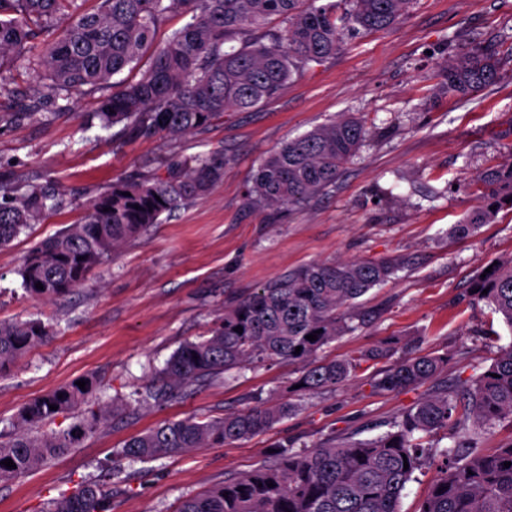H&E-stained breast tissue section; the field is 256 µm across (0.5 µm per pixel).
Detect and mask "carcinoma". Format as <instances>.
<instances>
[{
    "mask_svg": "<svg viewBox=\"0 0 512 512\" xmlns=\"http://www.w3.org/2000/svg\"><path fill=\"white\" fill-rule=\"evenodd\" d=\"M99 0L83 10L78 0H0V71L20 51L32 70L48 77V100L78 98L93 88L111 93L96 117L107 128L124 122L133 133L185 136L224 112H248L273 98L309 63H320L344 46L345 33L384 31L403 19L413 0ZM190 20L155 43L167 13ZM272 17L285 27L263 31ZM238 42L235 48L231 43ZM153 49L151 62L132 82L112 78ZM503 65L495 45L462 47L448 59L439 90L465 99L494 83ZM368 135L363 123L342 113L289 140L259 164L250 188L257 204L271 210L301 205L336 181ZM224 162L206 156L174 159L163 177L122 178L89 202L84 215L35 245L20 269L22 286L35 297L53 299L81 287L125 242L160 217L206 196ZM479 181L496 192L449 229L472 236L494 217L491 207L512 208V163L490 167ZM64 190L52 184L0 183V248L22 230L61 208ZM139 208H134V205ZM396 256L369 260L317 261L257 288L237 303L198 341L182 343L166 362L162 384L143 387L140 402L219 377L246 363H305L297 383L317 392L347 384L387 355L369 348L341 360L312 362L326 344L355 329L357 299L396 275ZM42 284L43 289L36 288ZM470 292L512 331V259L492 266ZM241 326L243 332L234 328ZM309 334L317 340L306 339ZM49 326L40 320L0 323V372L44 343ZM491 364L463 382L429 394L368 439L329 442L308 452L288 445L250 474L229 479L180 502L177 512H401L406 485L422 469L431 449L422 435L456 429L459 440L441 454L444 466L418 512H512V442L488 454L477 447L482 433L512 424V345H499L493 328L482 333ZM300 353H295L296 347ZM448 358L404 359L375 379L383 391L421 386L434 379ZM23 406L8 439L0 440V481L15 478L78 447L100 429L110 410L95 405L100 389L85 379ZM58 409L51 410L49 406ZM294 410L291 404L258 406L200 422L167 421L126 441L121 456L131 463L171 457L193 448H216L259 434ZM73 414L68 427H42L60 414ZM10 459L16 468L1 461ZM509 462L511 466L504 467ZM409 468H404V464ZM112 489L88 479L75 491L46 503L44 512H110Z\"/></svg>",
    "mask_w": 512,
    "mask_h": 512,
    "instance_id": "cac0c4a2",
    "label": "carcinoma"
}]
</instances>
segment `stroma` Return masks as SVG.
<instances>
[{
  "label": "stroma",
  "instance_id": "stroma-1",
  "mask_svg": "<svg viewBox=\"0 0 512 512\" xmlns=\"http://www.w3.org/2000/svg\"><path fill=\"white\" fill-rule=\"evenodd\" d=\"M512 44V0H414L393 28L348 35L343 49L309 64L273 99L227 112L182 138L132 134L126 124L93 119L106 89L58 103L34 102L41 77L26 59L0 74L19 98L0 99V181L53 182L66 205L0 248V323L40 319L51 336L0 373V434L21 407L84 378L100 382L108 424L49 463L0 481V512H42L47 500L88 479L112 487V512H176L187 496L244 476L271 448L307 452L380 424L426 393L490 364L480 332L490 320L469 291L484 269L512 257V209L499 210L465 239L449 236L478 206L490 166L512 161V63L467 100L438 95V74L459 48ZM29 113L20 115L19 103ZM342 113L360 118L368 137L333 186L304 205L273 212L248 197L259 162L282 143ZM218 154L220 180L209 195L163 214L124 244L87 283L52 301L29 296L19 269L27 251L78 222L86 205L119 178L161 172L170 153ZM401 257L403 270L362 299L364 323L320 350L346 358L377 346L390 359L348 385L296 391L301 364H252L178 394L159 407L138 393L187 340L208 335L226 304L313 262ZM444 354L448 364L426 385L374 387L393 360ZM266 402L295 410L249 439L129 463L131 437L166 421L214 419Z\"/></svg>",
  "mask_w": 512,
  "mask_h": 512
}]
</instances>
